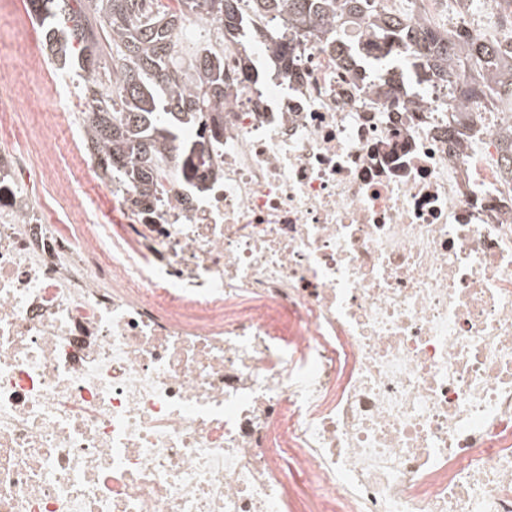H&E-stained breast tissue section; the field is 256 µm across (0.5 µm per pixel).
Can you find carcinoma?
Masks as SVG:
<instances>
[{"label": "carcinoma", "mask_w": 512, "mask_h": 512, "mask_svg": "<svg viewBox=\"0 0 512 512\" xmlns=\"http://www.w3.org/2000/svg\"><path fill=\"white\" fill-rule=\"evenodd\" d=\"M44 30L46 47L61 68L76 71L93 93L84 119L90 151L107 176H123L146 195L161 170L158 160L183 141L190 126L206 129L216 118L203 111L224 100V71L207 49L197 53L199 90L179 80L173 35L187 13L218 21L250 41L270 45L284 65L293 59L290 36L300 30L336 43V59L363 66L381 94L408 95L412 84L463 81L452 94L460 104L512 112V52L495 39L453 32L409 17L385 16L379 0H179L174 11L160 0H29ZM367 19L355 43L338 36L336 10ZM273 24L260 29L257 17Z\"/></svg>", "instance_id": "1"}]
</instances>
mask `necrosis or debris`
<instances>
[{
    "mask_svg": "<svg viewBox=\"0 0 512 512\" xmlns=\"http://www.w3.org/2000/svg\"><path fill=\"white\" fill-rule=\"evenodd\" d=\"M190 33L224 60L205 179L171 152L143 197L76 143L109 222L49 147L85 96L0 62V512H512V114Z\"/></svg>",
    "mask_w": 512,
    "mask_h": 512,
    "instance_id": "1",
    "label": "necrosis or debris"
}]
</instances>
